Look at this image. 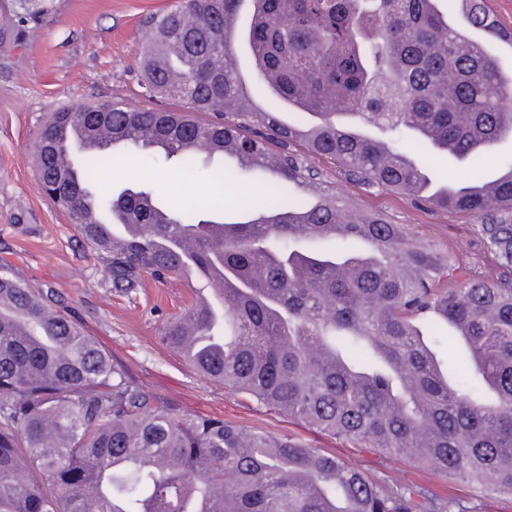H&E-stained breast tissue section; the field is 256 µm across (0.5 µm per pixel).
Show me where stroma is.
Listing matches in <instances>:
<instances>
[{
	"label": "stroma",
	"mask_w": 512,
	"mask_h": 512,
	"mask_svg": "<svg viewBox=\"0 0 512 512\" xmlns=\"http://www.w3.org/2000/svg\"><path fill=\"white\" fill-rule=\"evenodd\" d=\"M54 13L27 25L20 42L0 45V270L47 295L54 309L71 317L138 384L180 414L221 417L248 430L293 437L312 447L343 453L347 461L377 475L408 479L464 500L473 512H512V500L482 496L471 486L433 471L414 468L407 458L352 450L224 389L186 364L161 340L166 320L194 300L178 279L145 278L125 294L112 286L95 253L69 214L38 187L36 135L50 112L79 103L116 100L144 106L140 61L146 45L142 19L175 0H56ZM196 181L195 196L223 198L224 219L242 221L265 200L267 176L256 170ZM324 179L339 204L382 214L422 242L480 268L482 249L469 217L434 211L407 196L347 181L331 164ZM145 183L162 201L183 197L169 165L146 161L141 151L122 148L105 174L104 187L121 190Z\"/></svg>",
	"instance_id": "35a3bbf8"
}]
</instances>
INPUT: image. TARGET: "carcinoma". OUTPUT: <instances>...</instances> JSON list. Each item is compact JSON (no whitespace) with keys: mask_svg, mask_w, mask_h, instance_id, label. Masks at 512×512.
Here are the masks:
<instances>
[{"mask_svg":"<svg viewBox=\"0 0 512 512\" xmlns=\"http://www.w3.org/2000/svg\"><path fill=\"white\" fill-rule=\"evenodd\" d=\"M20 23L55 0H14ZM142 96L62 108L37 135L39 187L125 293L143 277L204 282L164 343L216 383L358 448L512 498V161L431 193L433 161L471 166L512 136V76L467 49L470 28L512 43L487 0H185L145 17ZM258 86L294 113L253 108ZM81 126L199 178L222 147L273 184L252 218L224 200L161 208L152 188L97 196L113 150L63 140ZM80 156L77 172L57 163ZM327 161L355 184L479 221L477 273L379 214L336 206ZM492 187L497 205L487 201ZM112 221H93L88 200ZM324 241L329 246L315 248ZM463 343L442 366L441 339ZM0 512H469L424 485L371 476L337 453L185 417L129 378L42 293L0 275ZM236 54L240 59L242 71L246 78L247 89L253 102L265 110L277 107L278 105L271 95L256 88L255 85L252 83L250 78L246 49L242 45H238L236 48Z\"/></svg>","mask_w":512,"mask_h":512,"instance_id":"1","label":"carcinoma"}]
</instances>
